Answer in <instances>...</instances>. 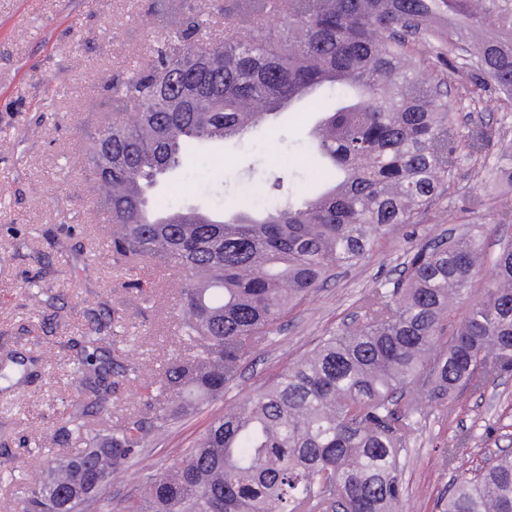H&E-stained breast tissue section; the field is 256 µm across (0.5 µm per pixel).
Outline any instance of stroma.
Masks as SVG:
<instances>
[{
	"label": "stroma",
	"instance_id": "1",
	"mask_svg": "<svg viewBox=\"0 0 512 512\" xmlns=\"http://www.w3.org/2000/svg\"><path fill=\"white\" fill-rule=\"evenodd\" d=\"M150 3L0 0V354L17 353L32 372L25 379L12 369L0 383V448L8 451L9 472L0 479V512H20L32 474L82 447L74 438L60 443L57 433L82 391L69 358L90 314L119 312L114 334L140 377L161 379L169 358L187 351L178 333V276L114 263L110 225L86 161L88 134L110 118L98 106L99 87L116 68L143 61L160 35L149 22ZM477 81L472 69L458 67L448 89L460 134L477 127L489 134L480 153L459 147L452 194L294 307L257 347L235 388L171 425L113 477L112 512H127L140 483L175 464L235 398L272 380L329 332L356 325L369 291L397 278L419 244L470 224L482 225L490 243L512 239V223L499 221L502 205L512 204V186L492 175L512 146V108L469 111ZM318 119L314 112L281 113L241 141L197 154L156 194L229 210L244 189L268 187L272 173L315 190L306 155ZM34 279L44 287L38 301L27 288ZM464 435L471 438V465L512 454V375L426 409L402 475L409 512H442L455 477L445 456Z\"/></svg>",
	"mask_w": 512,
	"mask_h": 512
}]
</instances>
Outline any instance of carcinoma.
Returning <instances> with one entry per match:
<instances>
[{
    "label": "carcinoma",
    "mask_w": 512,
    "mask_h": 512,
    "mask_svg": "<svg viewBox=\"0 0 512 512\" xmlns=\"http://www.w3.org/2000/svg\"><path fill=\"white\" fill-rule=\"evenodd\" d=\"M205 13L224 21V40L207 36ZM149 16L164 36L102 88L112 125L92 137L94 173L118 189L98 200L117 255L181 276L188 353L168 360L160 387L140 380L146 397L170 396L152 416L95 433L90 418L139 375L116 353L114 318L91 319L73 360L84 391L61 427L86 448L49 462L22 512H106L112 476L163 427L224 398L290 310L447 194L458 149L447 76L420 78L411 46H459L512 103V13L496 0H152ZM299 96L302 111L322 113L308 161L319 194L161 220L185 209L150 204L158 176ZM511 373L512 239L489 258L473 224L411 251L358 326L225 408L173 469L141 485L130 512H406L404 458L425 409ZM468 444L448 449L461 474L444 512H512V454L470 470Z\"/></svg>",
    "instance_id": "1"
}]
</instances>
